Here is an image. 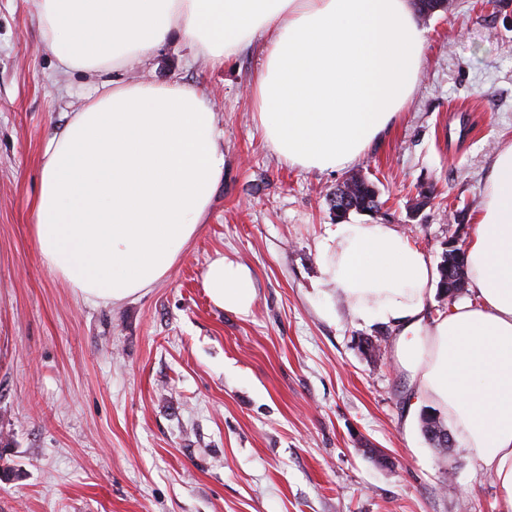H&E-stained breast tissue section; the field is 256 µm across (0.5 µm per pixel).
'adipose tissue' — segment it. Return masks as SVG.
I'll return each mask as SVG.
<instances>
[{"mask_svg":"<svg viewBox=\"0 0 512 512\" xmlns=\"http://www.w3.org/2000/svg\"><path fill=\"white\" fill-rule=\"evenodd\" d=\"M62 70L101 79L42 155L32 232L42 264L88 303L118 304L162 281L199 231L224 177L215 114L177 82L126 72L172 35L214 63L246 50L260 66L253 119L288 165L321 173L362 158L405 111L427 31L411 0H37ZM321 279L349 312L391 326L419 399L444 414L512 512V143L495 153L468 239L473 301L430 316L435 272L390 224L327 231ZM203 285L249 316L246 266L216 255Z\"/></svg>","mask_w":512,"mask_h":512,"instance_id":"1","label":"adipose tissue"}]
</instances>
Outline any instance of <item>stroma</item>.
Returning <instances> with one entry per match:
<instances>
[{
	"label": "stroma",
	"instance_id": "1",
	"mask_svg": "<svg viewBox=\"0 0 512 512\" xmlns=\"http://www.w3.org/2000/svg\"><path fill=\"white\" fill-rule=\"evenodd\" d=\"M422 25L411 101L336 173L267 147L255 53L213 65L174 36L129 71L206 94L224 179L164 280L91 305L43 267L31 226L45 146L97 79L58 68L35 0H0V512H503L461 444L442 456L426 440L397 332L354 320L319 282L330 197L348 173L378 188L374 222L436 265L512 142V0H450ZM219 254L253 273L250 317L206 293Z\"/></svg>",
	"mask_w": 512,
	"mask_h": 512
}]
</instances>
